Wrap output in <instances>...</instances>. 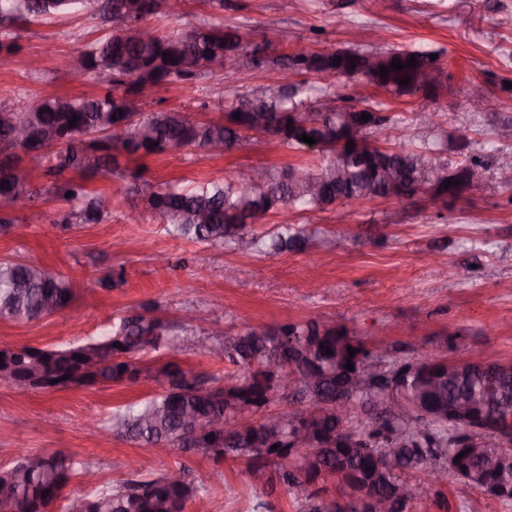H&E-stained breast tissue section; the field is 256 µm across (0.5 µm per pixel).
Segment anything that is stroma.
Returning <instances> with one entry per match:
<instances>
[{
  "label": "stroma",
  "instance_id": "obj_1",
  "mask_svg": "<svg viewBox=\"0 0 512 512\" xmlns=\"http://www.w3.org/2000/svg\"><path fill=\"white\" fill-rule=\"evenodd\" d=\"M224 23L259 35L269 27L293 31L291 51L413 47L435 50L447 72L438 97L392 98L366 81L333 78L341 97L383 105L401 129L371 133L380 147H415L430 131L425 115L438 112L445 148L441 161L455 164L477 157L487 168L485 187L469 199L442 204L427 194L412 200H373L324 211L289 212L295 227L317 234L311 246L281 253H243L168 235L146 202L129 193L133 183L193 186L244 172L257 165L283 168L313 163L314 152L282 145L277 137L250 136L233 152L213 156L189 146L144 159H121L118 175L87 180L88 189L111 195L112 219L71 229L61 224L67 202L46 192L54 178L37 160L20 167L43 192L39 224L16 222L0 236V258L21 256L70 279L75 297L50 320H0V346L59 347L105 337L113 321L150 304L169 322L183 310H205L210 323L197 332L177 359L192 375L233 380L237 369L214 357L212 347L226 337L286 322L320 317L346 326L366 345L384 341L403 359L442 357L463 360L479 354L512 362V188L502 187L498 169L512 165V141L496 132L512 122V0H178L169 16L150 19L148 30L163 33L204 23ZM109 26L74 12L35 20L17 29L18 53L0 52V106L23 94L86 96L105 94L97 78L74 81L71 64L87 43L109 35ZM40 59L31 73L20 57ZM275 70L243 66L235 74H205L193 84L153 88L149 110L192 108L200 118L217 119L228 97ZM495 97L489 110L466 98L469 83ZM468 126L470 144L458 134ZM142 209L132 224L123 215ZM237 277L225 281V267ZM111 275L112 288L101 286ZM151 381L94 386L62 392H18L0 384V469L20 455L61 450L96 473L95 486L109 489L127 478L129 459L153 477L186 467L204 489L206 512H301L298 489L283 482L253 487L243 462L212 458L178 448L158 453L106 432L90 433L89 419L106 420L117 409L155 393ZM412 512H512V500L489 498L457 478L422 486Z\"/></svg>",
  "mask_w": 512,
  "mask_h": 512
}]
</instances>
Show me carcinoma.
I'll return each instance as SVG.
<instances>
[{
  "label": "carcinoma",
  "mask_w": 512,
  "mask_h": 512,
  "mask_svg": "<svg viewBox=\"0 0 512 512\" xmlns=\"http://www.w3.org/2000/svg\"><path fill=\"white\" fill-rule=\"evenodd\" d=\"M88 0H0V24L7 27L27 24L33 20L65 14L78 8L104 24L115 25V19L124 15L130 5H136L132 23L103 40L90 42L78 53L77 78L96 74L108 80L110 87L97 97H42L27 94L19 104L0 107V113L11 114V121L0 118V197L9 196L24 209L38 198L30 183L14 173L16 156L8 153L13 148L12 122H20L28 130V138L20 144L21 150L45 164L46 172L56 177L48 189L54 197L71 203L62 223L75 229L86 224H101L112 217V203L105 202L103 192L90 191L85 184L71 179H59L69 170L85 178L111 177L118 171L117 156L143 158L159 155L180 146L208 147L220 142L229 153L247 141V133H284L280 142L289 148H299V137L309 135L326 143L319 157L310 165L288 166L284 169L264 167L267 188L261 194L251 192L247 178L226 174L218 181L197 184L190 188L177 185L153 186L146 196L148 208L175 237L215 246H229L242 251L278 252L300 243H309L307 237L295 230L288 220L282 221L281 231L269 239L245 232L247 224H255L266 214L290 209L323 211L345 200L359 203L386 195L387 186L382 176L395 173L405 189L431 187L434 176L448 166L438 161L435 151L440 140H432L415 148H400L386 153L353 147L344 153L345 172L341 179L331 174L337 153L336 126L342 119L357 121L358 113L376 114V126L389 120L381 110L371 105L360 106L358 99L344 104L339 110L326 109V103L339 102L332 84L317 85L298 81L292 86L273 92L262 99L254 96L255 87L242 94L232 95L224 119L191 122L181 110H145V96L132 91L133 86L153 88L162 84H188L201 73L212 72L207 62L214 57L233 54L244 65L253 58L257 45L246 40L237 28L222 24H204L191 30H172L163 35L145 32L141 24L157 16L165 0H94L95 8L87 9ZM370 52L355 48L338 51L286 52L267 56L263 67L278 71L288 69L299 73L322 75L326 78L340 72L353 76L368 67ZM382 65L388 77L375 72L373 84L396 97L420 93L433 96L436 86L420 83L426 72L442 69L439 60H432L429 52L410 48H390L380 52ZM342 58L335 64L333 60ZM399 60L405 68L395 70L392 60ZM415 60L413 65L407 61ZM409 77L407 85L399 80ZM38 103L30 111L31 103ZM239 118H233V114ZM77 123L70 125L72 117ZM292 129H287V126ZM74 299L70 280L49 272L41 265L16 257L0 258V318L9 320L41 321L51 318L46 309L52 302L57 311L68 307ZM312 320L303 323H285L273 327L252 329L232 341L218 344L221 359H227L239 368L234 382L217 386L219 393L202 396L197 393L201 380L191 376L179 362L168 360L157 367L143 360L149 352L178 353L183 336L193 331L192 321L170 325L152 315V308L119 319L111 333L102 340L70 344L60 348L22 346L0 348V361L12 364L17 370L42 376L47 383L57 381L66 387L73 383L91 387L112 383H137L151 378L160 391L153 396L116 410L109 420L108 430L118 437L151 448L163 449L184 443V436L193 433L188 418L206 421L215 417L225 420L226 407L249 409L256 418L254 424L241 432L222 430L212 437H197V450L216 460L231 458L246 464L248 472L260 470L265 487L277 474L301 490L305 496L303 512H339L337 503L321 497L328 481L336 482V493L351 490L349 476L376 475V488L385 495L409 482L412 473H420L419 480L431 478L428 465L441 456L459 457L458 466L466 467L456 478L467 479L471 488L484 487L503 479L494 471H482L471 449H465L451 437L448 422L426 428L423 434L396 449V457L403 470L392 468L377 472V461L386 455L383 448L390 429L379 416L362 427L345 420V433L361 435V440L343 448H319L316 460L303 466L301 455L286 448L289 423L270 431L262 414L272 403L282 400L274 383L281 370L293 374L300 369L299 355L308 336L312 334ZM120 346H114V343ZM96 347V361L85 368L78 357L88 346ZM357 350L349 356L347 347ZM332 354H326V351ZM367 352L364 343L344 327L318 343L317 350L305 366L318 376L315 393L325 398L336 396V378L331 373L345 370L347 361L357 362ZM424 365L435 382L422 393H413L415 399H428L448 406L458 397L467 395L473 400L476 416L490 424L512 426V373L497 380V391L489 390L487 373L475 370L456 377H448L446 360L427 358ZM41 469L29 472L22 481L13 477L14 460L0 471V496H10L15 512H36L38 506H50L58 500L75 472L73 457L61 451L34 454ZM371 470H366V467ZM202 498V486L189 479L186 468L179 467L156 478L134 475L109 491L96 488L67 499L65 512H78L76 504L88 501L87 512H187L190 504Z\"/></svg>",
  "instance_id": "1"
}]
</instances>
